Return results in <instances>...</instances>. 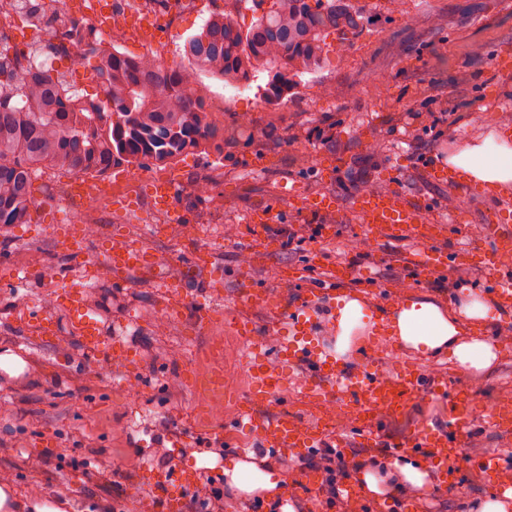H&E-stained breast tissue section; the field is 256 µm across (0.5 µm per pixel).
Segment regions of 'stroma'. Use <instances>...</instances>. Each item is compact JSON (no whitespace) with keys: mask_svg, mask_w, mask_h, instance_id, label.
<instances>
[{"mask_svg":"<svg viewBox=\"0 0 512 512\" xmlns=\"http://www.w3.org/2000/svg\"><path fill=\"white\" fill-rule=\"evenodd\" d=\"M358 4L366 16L362 33L342 55L334 49L335 37H328L324 64L302 76L287 104L266 103L257 87L197 73L196 83L207 90L209 117L224 128L223 145L204 144L160 166L123 164L104 174V181L134 185L133 205L113 210L111 223L99 225L90 252L98 255L123 241L155 253L157 271L119 275L105 263L88 266L64 255L54 228L69 223L71 205L39 187L32 222L0 232V349L10 348L26 364L16 377L0 371V482L16 494H39L64 512H128L130 496L157 500V476L176 467L208 470L212 486L224 491V512H240L254 501L258 512H271L277 503L317 512L318 492L296 486L308 454L259 447L237 417L251 378L246 364L227 369L217 355L221 347L244 348L233 322L251 321L267 356L276 357L290 333L287 313L299 305L306 285L286 281L285 271L307 269V283H317L339 262L371 274L366 281H345L340 291L378 307L427 295L489 299L486 277L476 267L451 264L417 279L410 271L415 241L362 224L352 201L387 191L429 209L452 198L463 201L457 224L439 242L447 251L491 245V225H512V193L493 199L481 186L448 185L429 176L449 150L490 128H512V0H405L398 12L384 0ZM169 10L158 41L169 67L182 65L186 40L211 16L230 13L243 27L255 20L252 0H198L187 11L173 2ZM331 87L336 95H328ZM159 174L179 188L170 209L180 213V223H168L167 211L150 195L148 183ZM201 181L211 186L204 196L191 190ZM298 191L336 195L339 207L305 214L293 198ZM216 200L224 205L223 223H204ZM260 206L272 212L266 246L257 244L249 223L251 210ZM21 264L27 274L18 280L12 272ZM451 274L462 275V282L448 284ZM246 280L273 290L283 313L250 307L243 296ZM205 288L216 315L201 331L194 324V301ZM67 292L83 294L105 341L118 352L110 368L81 347L62 303ZM174 295L183 306L171 314L166 305ZM36 310L55 319V338H36L30 319ZM379 330L374 317H364L350 369L370 364L390 377L402 366H415L462 390L475 412L456 483L431 474L405 503H416L415 512H470L471 503L499 495L500 483L512 482V434L490 428L482 413L492 406L512 408V327L496 317L489 321L498 358L482 373L467 372L445 355L384 346ZM222 370L230 395L223 416L211 417L205 385ZM312 379L308 365L293 369L287 390L270 398L261 413L272 419L288 411L307 425L324 415L335 418L326 440H349L346 460H390L376 444L352 442L358 398L332 402L302 391V382ZM163 419L169 431H162ZM379 420L381 440L401 441L423 429H447L448 406L424 391L413 394L404 410L380 413ZM488 455L500 458L492 481L472 465ZM243 459L275 473L279 494H247L230 486L224 470ZM87 463L104 469V478L87 475ZM360 502L367 512H405V503L387 495H364Z\"/></svg>","mask_w":512,"mask_h":512,"instance_id":"35a3bbf8","label":"stroma"}]
</instances>
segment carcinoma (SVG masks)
Listing matches in <instances>:
<instances>
[{
  "label": "carcinoma",
  "instance_id": "cac0c4a2",
  "mask_svg": "<svg viewBox=\"0 0 512 512\" xmlns=\"http://www.w3.org/2000/svg\"><path fill=\"white\" fill-rule=\"evenodd\" d=\"M357 0H269L242 29L231 15L210 18L185 44L187 66L172 68L106 52L81 40L77 55L97 59L103 99L82 98L32 57L20 72L0 45V228L31 219L40 166L102 175L121 162L166 163L203 142L224 143L195 74L230 85L267 74L265 100L288 101L301 76L324 61L326 38L344 48L363 27Z\"/></svg>",
  "mask_w": 512,
  "mask_h": 512
}]
</instances>
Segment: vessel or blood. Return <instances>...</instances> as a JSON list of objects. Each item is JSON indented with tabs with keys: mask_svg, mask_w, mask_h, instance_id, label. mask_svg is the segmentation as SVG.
<instances>
[{
	"mask_svg": "<svg viewBox=\"0 0 512 512\" xmlns=\"http://www.w3.org/2000/svg\"><path fill=\"white\" fill-rule=\"evenodd\" d=\"M296 200L300 208L313 214L334 210L339 204L333 195L322 197L300 194ZM354 208L363 223L384 224L391 233L404 234L416 240L418 250L412 265L414 274L448 264V253L436 245L447 230L446 224L427 225L425 212L419 205L410 202L406 195L399 192L378 193L355 203ZM511 252L512 232L505 230L497 235L494 245L474 247L466 253L468 260L484 270L493 286L496 300L507 310H512V274L503 271L501 258ZM105 261L117 273L155 266L153 259L145 257L143 250L134 246L109 252ZM329 300L325 288L307 290L303 304L292 313L293 334L283 341L275 367L256 365L251 369L250 403L254 410L249 414V425L262 446L284 452H305L319 447L323 441L322 433L301 424L292 415L282 414L271 424L257 411L258 406L264 404L272 394L287 388L286 371L298 363L310 364L316 373L317 379L311 390L318 396L332 399L338 394L347 393L362 397L363 407L354 417V426L363 437L377 431L376 410L382 409L389 413L399 411L407 397L421 391L425 385L422 373L412 367L401 369L390 379L379 377L371 369L351 375L344 373L333 356L316 351L312 344L315 324L309 319L308 312L312 306L327 304ZM66 306L73 329L84 349L102 360H111L112 351L104 343L98 321L87 311L83 296L78 293L68 294ZM432 391L448 401L449 430L419 431L402 442L400 448L405 452H427L429 457L443 463L445 472L451 473L455 470L452 458L457 452L459 439L471 425L472 408L466 397L447 387L436 385ZM203 478V473L188 477L177 469L161 475L160 484L171 491L165 504L167 512H179L182 491L195 487Z\"/></svg>",
	"mask_w": 512,
	"mask_h": 512,
	"instance_id": "b4317fda",
	"label": "vessel or blood"
}]
</instances>
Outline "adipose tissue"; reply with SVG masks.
<instances>
[{
	"label": "adipose tissue",
	"mask_w": 512,
	"mask_h": 512,
	"mask_svg": "<svg viewBox=\"0 0 512 512\" xmlns=\"http://www.w3.org/2000/svg\"><path fill=\"white\" fill-rule=\"evenodd\" d=\"M449 173L464 180L497 189L512 187V132L490 130L449 153L444 162ZM366 307L355 297H337L327 310L325 328L334 336L333 352L344 358L352 346V334L360 326ZM490 306L474 296H460L446 305L431 297L407 299L393 305L383 319L391 336L403 348L427 356L449 353L464 369L478 373L497 359V347L481 337L462 338V325L484 323ZM427 465L410 462L376 463L360 474L365 494L412 492L428 480Z\"/></svg>",
	"instance_id": "adipose-tissue-1"
}]
</instances>
